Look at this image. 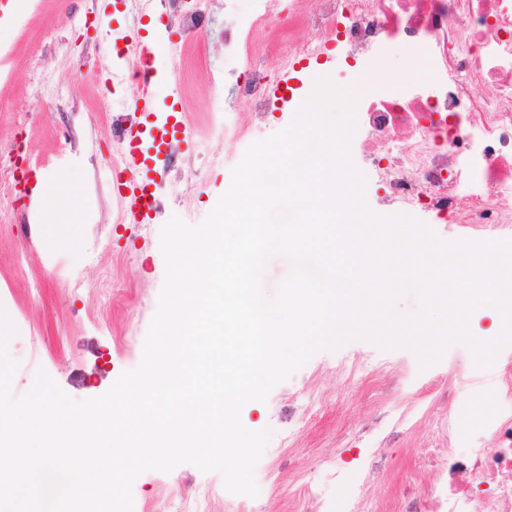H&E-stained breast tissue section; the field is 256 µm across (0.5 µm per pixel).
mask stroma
Returning <instances> with one entry per match:
<instances>
[{
  "label": "stroma",
  "mask_w": 512,
  "mask_h": 512,
  "mask_svg": "<svg viewBox=\"0 0 512 512\" xmlns=\"http://www.w3.org/2000/svg\"><path fill=\"white\" fill-rule=\"evenodd\" d=\"M206 2L205 24L181 38L167 16H148L137 0H31L17 26L0 32V147L21 145L24 168L65 175L83 199L72 218L77 259L43 234L41 206L16 192L0 204V308L23 330L5 341L17 364L13 397L27 394L43 372L74 400L97 398L137 368L166 276L162 227L174 217L200 225L232 184L247 146L209 134L213 110L252 56L274 71L295 45L288 0H278L254 55L227 54L224 34L252 0ZM151 32L162 36L156 54L174 40L182 48L187 132L173 141L175 166L158 156L141 170L158 206L146 222L126 224L110 168L124 159L112 120L129 118L134 130L168 114L131 112L137 86L120 78L127 62L112 45ZM36 65L47 77L39 85L31 80ZM298 109L286 103L261 123L243 109L235 123L257 142L290 126ZM240 419L270 432L254 469L257 496L230 493L219 472L184 463L134 480L138 512H307L304 490L312 483L320 512H333L343 498L351 512L431 502L447 490V449L498 448L512 430V344L481 367L455 341L425 367L409 348L351 339L315 352L266 402L245 404Z\"/></svg>",
  "instance_id": "obj_1"
}]
</instances>
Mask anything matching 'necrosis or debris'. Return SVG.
<instances>
[{"label": "necrosis or debris", "instance_id": "necrosis-or-debris-1", "mask_svg": "<svg viewBox=\"0 0 512 512\" xmlns=\"http://www.w3.org/2000/svg\"><path fill=\"white\" fill-rule=\"evenodd\" d=\"M301 56L360 59L371 70L410 47L430 81L367 92L355 136L382 199L409 215L475 230L512 229V0H296ZM488 97L474 96V87ZM448 494L431 512H512V442L451 448Z\"/></svg>", "mask_w": 512, "mask_h": 512}]
</instances>
